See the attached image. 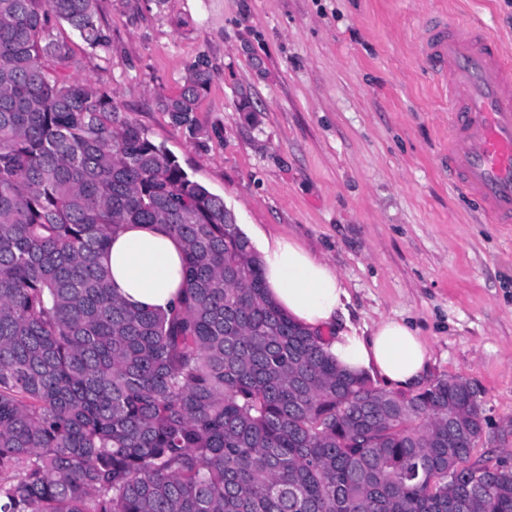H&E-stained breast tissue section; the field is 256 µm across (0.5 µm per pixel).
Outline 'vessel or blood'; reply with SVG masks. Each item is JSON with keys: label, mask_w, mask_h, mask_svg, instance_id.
Listing matches in <instances>:
<instances>
[{"label": "vessel or blood", "mask_w": 512, "mask_h": 512, "mask_svg": "<svg viewBox=\"0 0 512 512\" xmlns=\"http://www.w3.org/2000/svg\"><path fill=\"white\" fill-rule=\"evenodd\" d=\"M422 40L448 87V177L492 223L512 224V61L484 30L441 19Z\"/></svg>", "instance_id": "1"}]
</instances>
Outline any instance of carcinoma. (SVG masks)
<instances>
[{"instance_id":"obj_1","label":"carcinoma","mask_w":512,"mask_h":512,"mask_svg":"<svg viewBox=\"0 0 512 512\" xmlns=\"http://www.w3.org/2000/svg\"><path fill=\"white\" fill-rule=\"evenodd\" d=\"M53 20L109 43L96 0H0V512H512L469 382L398 395L339 368L224 198L66 74ZM210 80L196 64L161 110L192 123ZM127 224L183 244L169 313L112 291Z\"/></svg>"}]
</instances>
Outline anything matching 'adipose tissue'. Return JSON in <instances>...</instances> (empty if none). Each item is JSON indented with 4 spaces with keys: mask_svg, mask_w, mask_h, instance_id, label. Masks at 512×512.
Wrapping results in <instances>:
<instances>
[{
    "mask_svg": "<svg viewBox=\"0 0 512 512\" xmlns=\"http://www.w3.org/2000/svg\"><path fill=\"white\" fill-rule=\"evenodd\" d=\"M261 253L267 292L278 306L310 332L335 327L348 297L336 270L285 238L262 240ZM102 261L115 293L134 307L166 312L182 294V246L162 226H125ZM325 350L340 367L379 376L396 388L416 384L428 360L417 331L397 319L382 320L367 337L337 329Z\"/></svg>",
    "mask_w": 512,
    "mask_h": 512,
    "instance_id": "1",
    "label": "adipose tissue"
}]
</instances>
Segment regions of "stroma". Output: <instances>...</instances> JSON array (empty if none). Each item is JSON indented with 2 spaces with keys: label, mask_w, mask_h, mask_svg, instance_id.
<instances>
[{
  "label": "stroma",
  "mask_w": 512,
  "mask_h": 512,
  "mask_svg": "<svg viewBox=\"0 0 512 512\" xmlns=\"http://www.w3.org/2000/svg\"><path fill=\"white\" fill-rule=\"evenodd\" d=\"M107 48L72 40L98 81L247 236L326 260L341 323L397 318L422 337L420 379L460 376L488 420L475 456L512 452V224L448 179V91L422 50L444 17L512 59V0H97ZM212 80L175 123L157 105L198 59Z\"/></svg>",
  "instance_id": "35a3bbf8"
}]
</instances>
